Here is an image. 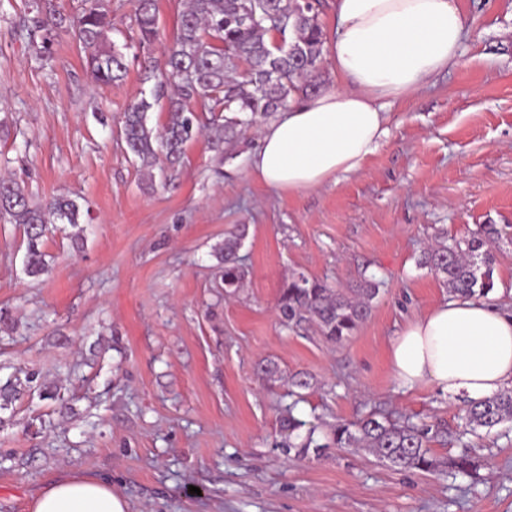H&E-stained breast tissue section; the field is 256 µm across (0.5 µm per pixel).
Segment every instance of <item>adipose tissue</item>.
I'll use <instances>...</instances> for the list:
<instances>
[{"label":"adipose tissue","mask_w":512,"mask_h":512,"mask_svg":"<svg viewBox=\"0 0 512 512\" xmlns=\"http://www.w3.org/2000/svg\"><path fill=\"white\" fill-rule=\"evenodd\" d=\"M329 44L337 86L290 104L260 136L250 174L298 193L361 170L388 135L385 103L455 64L466 35L457 0H336ZM390 362L406 384L473 402L512 388V309L455 296L410 321ZM29 512H129L108 480L69 475L35 494Z\"/></svg>","instance_id":"1"}]
</instances>
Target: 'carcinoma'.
Listing matches in <instances>:
<instances>
[{
	"mask_svg": "<svg viewBox=\"0 0 512 512\" xmlns=\"http://www.w3.org/2000/svg\"><path fill=\"white\" fill-rule=\"evenodd\" d=\"M83 7L73 15L56 9L52 0H29L30 43L48 64L52 60L51 31L66 27L78 45L90 50L88 70L93 82L110 85L127 72L126 55L111 43L110 5L102 0H82ZM134 16L139 45L149 46L159 35L156 0H134ZM324 37L318 7L306 0H187L179 14L174 43L164 54L163 63L145 62L143 82H154L151 98L141 97L123 113L121 134L140 166L150 169L164 153L173 168L189 142L203 130L218 145L232 143L259 118L285 108L290 98L316 91L312 78L319 69ZM247 66L243 79L235 73ZM167 98L168 120L161 134L148 126L153 102ZM199 100L204 111L224 114L204 125L187 106ZM81 206L71 198L60 197L44 206L31 203L25 191L13 180L0 178V215L12 224H21L27 234L25 267L27 273L47 271L41 239L48 225L61 222L79 226ZM500 231L485 224L469 236L448 241L436 231L434 243L422 250L419 265L442 279L452 294L485 297L495 288L492 246ZM244 232H232L218 249L222 282L227 291L242 287L247 270L238 253ZM381 282L366 279L356 288L342 291L327 282L295 272L281 288L277 315L281 325L292 330L304 324L315 325L330 342L348 340L370 315ZM36 381L31 373H14L0 382V410L8 407L23 383ZM297 403L280 416L279 432L273 445L298 457L314 453L319 457L329 448H369L381 460L403 469L429 470L430 426L409 419L369 414L354 422L338 421L328 431L321 429V417L307 421L295 415ZM463 424L451 443L462 447L452 460L454 474L472 470L467 436L483 429L491 431L512 420V390L463 409Z\"/></svg>",
	"mask_w": 512,
	"mask_h": 512,
	"instance_id": "cac0c4a2",
	"label": "carcinoma"
}]
</instances>
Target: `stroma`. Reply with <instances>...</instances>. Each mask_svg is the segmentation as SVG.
Segmentation results:
<instances>
[{"instance_id": "obj_1", "label": "stroma", "mask_w": 512, "mask_h": 512, "mask_svg": "<svg viewBox=\"0 0 512 512\" xmlns=\"http://www.w3.org/2000/svg\"><path fill=\"white\" fill-rule=\"evenodd\" d=\"M458 62L387 108L389 134L361 171L288 193L249 174L266 119L234 146L190 143L176 171L146 178L120 118L149 93L141 59L112 86L92 82L70 30L43 65L23 27L27 0H0V174L33 203L76 198L83 243L51 225L49 270H24L22 225L0 219V377L21 369L56 389L24 390L1 413L0 512L64 474L112 480L130 512H512V421L471 440L472 473L437 438L430 471L364 448L297 457L273 447L287 376L308 373L302 417L377 412L458 430L463 402L400 384L391 340L449 297L417 259L435 229L502 232L495 290L512 302V0H458ZM245 226L249 274L226 295L217 250ZM343 290L383 285L368 318L334 345L316 326H281L295 272ZM283 375L269 384L257 365Z\"/></svg>"}]
</instances>
